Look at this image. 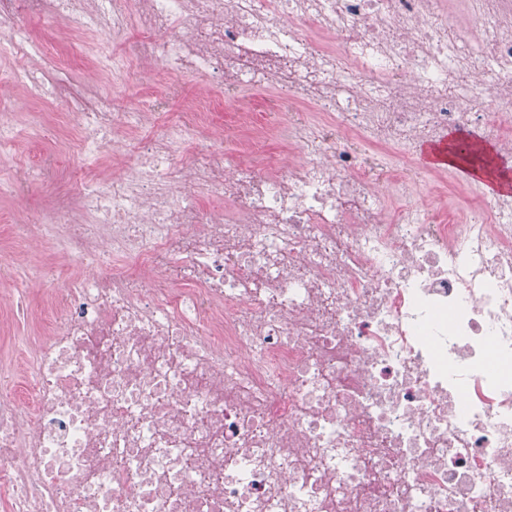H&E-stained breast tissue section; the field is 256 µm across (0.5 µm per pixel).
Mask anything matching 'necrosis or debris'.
Listing matches in <instances>:
<instances>
[{"label":"necrosis or debris","instance_id":"obj_1","mask_svg":"<svg viewBox=\"0 0 512 512\" xmlns=\"http://www.w3.org/2000/svg\"><path fill=\"white\" fill-rule=\"evenodd\" d=\"M0 0V43L44 56ZM78 33L147 34L139 57L224 91L299 146L261 169L169 161L161 138L26 237L124 268L68 282L22 377L0 385V512H512V198L415 203L419 142L479 129L512 154V0H55ZM285 87L295 112L252 110ZM84 101L85 131L165 106ZM220 209L179 204L183 187Z\"/></svg>","mask_w":512,"mask_h":512}]
</instances>
